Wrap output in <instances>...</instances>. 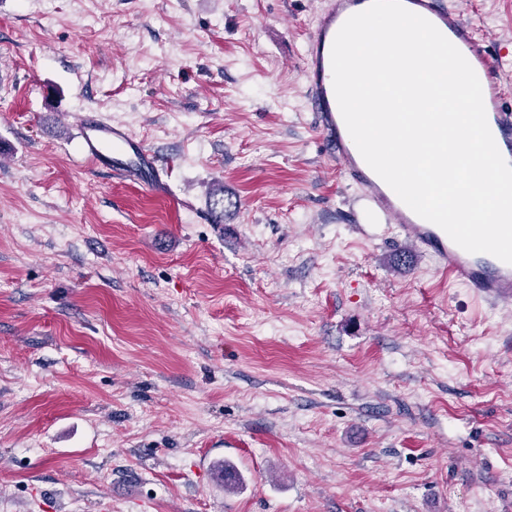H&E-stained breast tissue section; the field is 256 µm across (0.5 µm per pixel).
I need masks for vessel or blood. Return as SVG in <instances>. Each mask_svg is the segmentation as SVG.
I'll return each mask as SVG.
<instances>
[{"instance_id": "obj_1", "label": "vessel or blood", "mask_w": 512, "mask_h": 512, "mask_svg": "<svg viewBox=\"0 0 512 512\" xmlns=\"http://www.w3.org/2000/svg\"><path fill=\"white\" fill-rule=\"evenodd\" d=\"M407 9L434 24L464 55L483 91L487 121L496 138L512 154V112L505 110L500 59L485 50L475 23L461 19L445 0H403ZM371 0H327L318 13L303 59V77L315 116V132L330 161L358 189L350 211L358 233L372 240L380 226L392 224L404 242L433 260L437 272L452 284L499 305L512 304V264L487 253H469L437 225L419 217L369 167L354 146L341 115L333 87L331 50L334 38L353 14ZM82 157L96 168L135 180L161 193L165 184L157 156L127 128L98 115L84 116L77 125Z\"/></svg>"}]
</instances>
